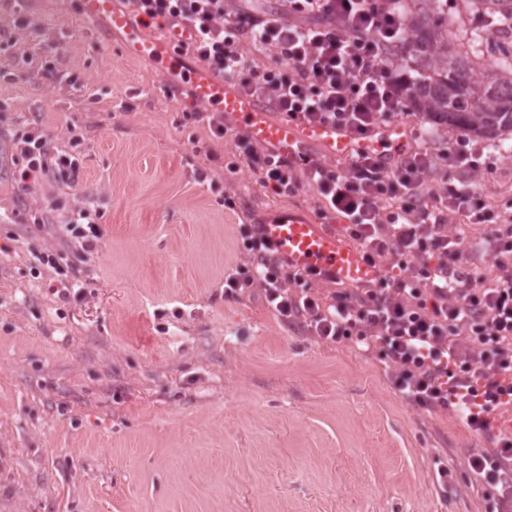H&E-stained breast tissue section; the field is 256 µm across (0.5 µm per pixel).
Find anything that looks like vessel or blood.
Masks as SVG:
<instances>
[{
    "mask_svg": "<svg viewBox=\"0 0 512 512\" xmlns=\"http://www.w3.org/2000/svg\"><path fill=\"white\" fill-rule=\"evenodd\" d=\"M81 14L87 19H106L123 38L126 53L147 59L169 79H183L192 89L194 103L217 109L242 126L250 138L266 146L282 159L309 145L320 147L331 158H349L355 153L388 146L399 148L403 129H383L379 137L360 140L349 130L333 125H303L292 120L272 118L261 99L246 95L235 86L203 67H189L176 51L186 34L157 37L144 26L133 25L115 7V0H82ZM264 234L279 256L294 268L315 269L331 275L336 282L366 287L382 279L384 270L368 263L362 250L343 233L326 228L312 217L280 210L264 222Z\"/></svg>",
    "mask_w": 512,
    "mask_h": 512,
    "instance_id": "vessel-or-blood-1",
    "label": "vessel or blood"
}]
</instances>
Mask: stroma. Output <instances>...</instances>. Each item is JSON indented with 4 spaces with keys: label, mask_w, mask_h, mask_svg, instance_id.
Listing matches in <instances>:
<instances>
[{
    "label": "stroma",
    "mask_w": 512,
    "mask_h": 512,
    "mask_svg": "<svg viewBox=\"0 0 512 512\" xmlns=\"http://www.w3.org/2000/svg\"><path fill=\"white\" fill-rule=\"evenodd\" d=\"M192 110L187 85L127 56L79 0H0V512H488L468 465L481 437L403 401L349 342L225 292L247 259L239 225L314 217L319 201L232 169V139ZM395 122L435 154L458 139L412 109ZM32 128L78 159L79 185L19 191L15 142ZM475 144L477 170L432 183L471 182L512 217V134ZM89 201L92 252L31 228L37 210L61 223ZM54 250L82 298L60 300L39 267Z\"/></svg>",
    "instance_id": "obj_1"
}]
</instances>
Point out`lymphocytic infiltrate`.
<instances>
[{"instance_id":"obj_1","label":"lymphocytic infiltrate","mask_w":512,"mask_h":512,"mask_svg":"<svg viewBox=\"0 0 512 512\" xmlns=\"http://www.w3.org/2000/svg\"><path fill=\"white\" fill-rule=\"evenodd\" d=\"M127 3L139 21L188 28L185 48L203 67L290 120L346 127L365 139L407 109L410 77L389 55L406 42L397 0H280L267 15L229 0ZM233 138L238 165L262 187L280 197L304 185L316 189L320 215L342 220L366 260L391 274L373 287L322 298L314 286L325 274L289 267L262 225L243 224L249 260L225 277V288L259 289L283 322L323 340L355 341L408 403L457 408L488 442L469 460L476 485L498 488L497 512H512V435L490 426L493 413L512 406V225L499 223L469 182L445 189L428 183L436 166H470L473 152L457 144L435 155L416 146L389 165L380 153L363 151L339 168L304 150L285 161L246 135ZM18 143L20 190L33 175L78 183V160L51 148L44 135L25 134ZM455 213L487 225L490 273L478 272L449 232ZM60 230L86 253L102 236L87 205L72 210Z\"/></svg>"}]
</instances>
